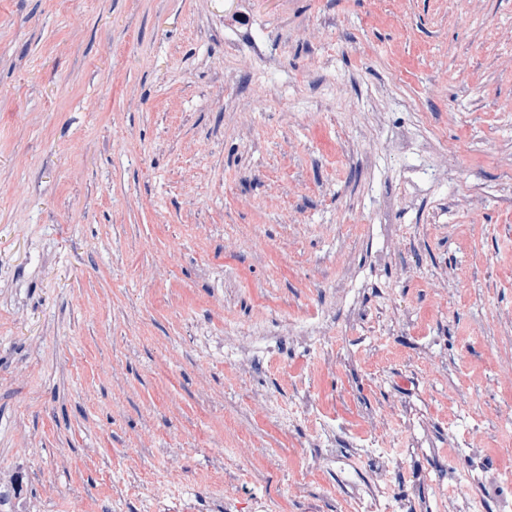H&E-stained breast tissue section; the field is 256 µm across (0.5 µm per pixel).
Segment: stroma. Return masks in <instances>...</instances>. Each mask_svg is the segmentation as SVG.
<instances>
[{"instance_id": "stroma-1", "label": "stroma", "mask_w": 512, "mask_h": 512, "mask_svg": "<svg viewBox=\"0 0 512 512\" xmlns=\"http://www.w3.org/2000/svg\"><path fill=\"white\" fill-rule=\"evenodd\" d=\"M511 408L512 0H0V478L42 512H512ZM144 508L145 512H233L232 503L229 499L215 503L205 511L200 508L196 496L189 492L173 499L153 498L145 504ZM351 512H387L400 509L408 511L410 504L400 500V505L393 508L389 501L385 500L383 495L379 493H358L350 497Z\"/></svg>"}]
</instances>
